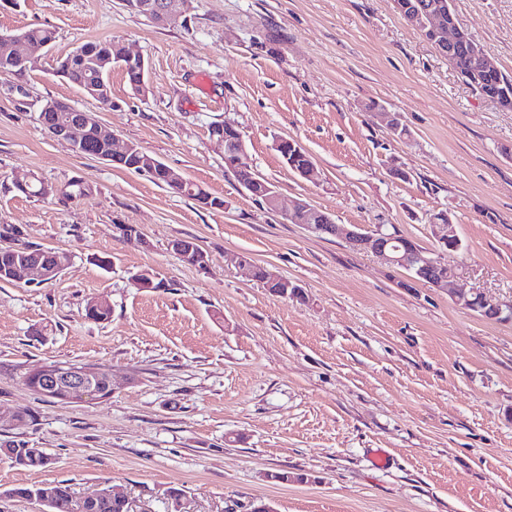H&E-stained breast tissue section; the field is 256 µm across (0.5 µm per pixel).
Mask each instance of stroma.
Listing matches in <instances>:
<instances>
[{
  "instance_id": "stroma-1",
  "label": "stroma",
  "mask_w": 512,
  "mask_h": 512,
  "mask_svg": "<svg viewBox=\"0 0 512 512\" xmlns=\"http://www.w3.org/2000/svg\"><path fill=\"white\" fill-rule=\"evenodd\" d=\"M452 8L512 74V0ZM36 26L55 33L47 52L0 76V246L52 248L70 263L41 284L0 282V443L54 460L26 470L0 458V512H41L9 489L57 481L80 495L108 483L133 512H512V320L402 287V270L281 215L302 198L336 223L397 231L466 262L455 292L512 303V112L464 85L393 0H190L165 26L122 0H0V32ZM101 39L148 63L142 93L113 67L110 109L56 73ZM50 100L93 113L223 207L74 153L39 120ZM377 108L399 113L405 134ZM224 121L281 211L225 172L209 139ZM279 137L311 155L312 177L288 168ZM34 176L82 180L86 194L64 203L16 189ZM441 210L462 252L439 251L429 217ZM121 224L140 239L120 237ZM176 239L194 241L206 265L182 261ZM241 254L303 299L239 276ZM143 269L161 288L133 285ZM90 300L108 321L86 318ZM52 361L109 369L110 397L31 390L26 372ZM171 487L185 493L177 511Z\"/></svg>"
}]
</instances>
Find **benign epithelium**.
<instances>
[{"mask_svg": "<svg viewBox=\"0 0 512 512\" xmlns=\"http://www.w3.org/2000/svg\"><path fill=\"white\" fill-rule=\"evenodd\" d=\"M188 0H125V5L139 11L142 15L152 20L157 25H166L183 15ZM398 13L415 29L427 30L443 46L454 45L461 37L462 30L454 28L445 23L446 13L449 6L446 0H435L430 4H423L418 0H394ZM0 44L13 50V56L20 62L27 63L30 56L37 54L35 50H28L23 55L16 51L19 44H26L24 34H2L0 33ZM121 67L129 64H136L142 70L139 89H144L148 64L140 55L125 53L119 59ZM85 91L97 99L102 105L112 107V97L108 90L107 81L104 78L92 76ZM76 123L92 128L103 148L95 153L93 157L105 161L113 166L124 167L137 173L148 175H161L164 180L171 184H184L187 178L169 168L157 158L148 155L136 145L126 142L111 131L103 127L94 117L86 112H54L52 113L51 134L67 143L71 149L82 155L84 151L78 143H73L68 137L70 127ZM212 143L224 151V157L231 158L241 168L251 166L246 143L240 131H235L233 136L223 135L211 136ZM285 221L295 224H302L315 234L328 233L332 236L342 234L341 227L335 224L334 219L303 200H296L284 213ZM345 237L358 249L370 252L379 258L383 263L398 267L409 274L412 280L418 279L419 267L428 264H436V258L428 257L421 253L410 256L398 251L391 246L392 237L388 232L377 228L366 231L360 227L344 232ZM439 249L448 247V243L457 239L455 226L452 224H437L434 231ZM68 265L66 258L56 257L55 264L50 269H45L43 263L37 258H28L9 271L8 278L12 281L27 280L35 284L52 274H61ZM456 278L445 279L438 277L429 282V285L442 291L453 294L457 302H470L465 293L453 291ZM40 377V385L36 387L38 394L68 402L70 400H96L103 399L112 394V377L109 371L97 367L73 368L70 370H58L53 365H42L36 369Z\"/></svg>", "mask_w": 512, "mask_h": 512, "instance_id": "7a95c632", "label": "benign epithelium"}]
</instances>
